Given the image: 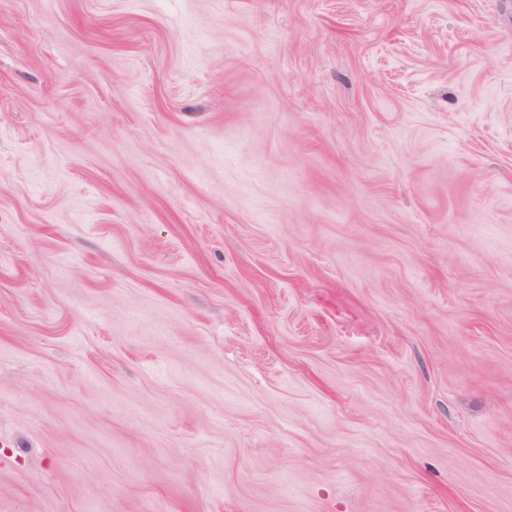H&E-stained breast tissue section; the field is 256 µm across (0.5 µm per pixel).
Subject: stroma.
<instances>
[{
  "label": "stroma",
  "mask_w": 512,
  "mask_h": 512,
  "mask_svg": "<svg viewBox=\"0 0 512 512\" xmlns=\"http://www.w3.org/2000/svg\"><path fill=\"white\" fill-rule=\"evenodd\" d=\"M0 512H512V0H0Z\"/></svg>",
  "instance_id": "stroma-1"
}]
</instances>
